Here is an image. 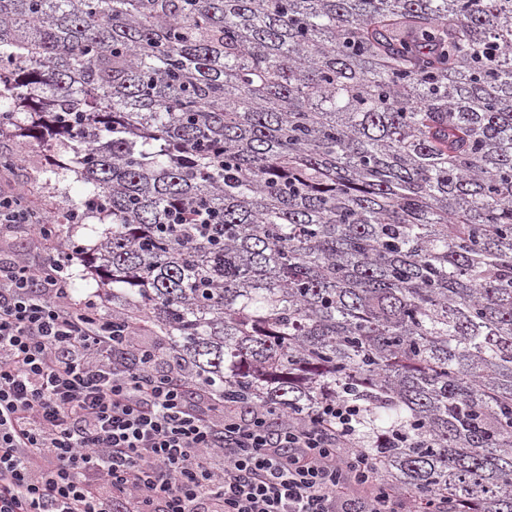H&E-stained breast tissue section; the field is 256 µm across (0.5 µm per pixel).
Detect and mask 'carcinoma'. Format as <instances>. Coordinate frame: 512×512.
Returning <instances> with one entry per match:
<instances>
[{"label":"carcinoma","mask_w":512,"mask_h":512,"mask_svg":"<svg viewBox=\"0 0 512 512\" xmlns=\"http://www.w3.org/2000/svg\"><path fill=\"white\" fill-rule=\"evenodd\" d=\"M4 140L224 400L352 403L393 492L512 512V0H0Z\"/></svg>","instance_id":"obj_1"}]
</instances>
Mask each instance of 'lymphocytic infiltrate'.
Returning a JSON list of instances; mask_svg holds the SVG:
<instances>
[{
	"instance_id": "f902f5d3",
	"label": "lymphocytic infiltrate",
	"mask_w": 512,
	"mask_h": 512,
	"mask_svg": "<svg viewBox=\"0 0 512 512\" xmlns=\"http://www.w3.org/2000/svg\"><path fill=\"white\" fill-rule=\"evenodd\" d=\"M49 221L0 195V230L49 242ZM141 332L74 301L62 258L0 259V512H417L351 447L353 406L271 430Z\"/></svg>"
}]
</instances>
